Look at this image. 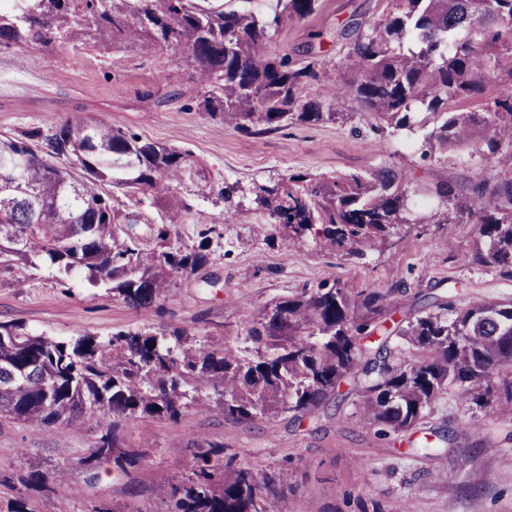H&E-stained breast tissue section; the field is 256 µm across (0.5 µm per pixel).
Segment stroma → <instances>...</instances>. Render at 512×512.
Segmentation results:
<instances>
[{
	"mask_svg": "<svg viewBox=\"0 0 512 512\" xmlns=\"http://www.w3.org/2000/svg\"><path fill=\"white\" fill-rule=\"evenodd\" d=\"M310 18L272 34L268 53L300 62L321 59L323 91L340 94L353 26L374 21L379 0H319ZM200 86L171 51L101 44L80 49L0 46V139L33 126H59L79 117L128 129L142 138L188 149L201 174L242 190L291 172L332 176L396 171L420 212L438 208L436 186L473 195L499 182L489 158L455 151L423 154L405 134L346 124L290 125L245 135L196 106ZM189 214L172 226L173 240L190 244L204 225L218 223L212 262L178 280L160 307L134 310L85 274L57 280L46 271H0V321L22 323L37 335L65 340L121 330H187L205 347L236 335L246 315L319 282L392 291L398 311L387 329L433 309L453 295L457 306L512 297V278L469 257L472 224H419L404 239L391 237L364 256L319 249L306 240L287 247L258 234L265 216L244 204L239 218L219 224L222 204L185 192ZM338 401L294 420L286 416L236 421L195 406L175 420L140 416L123 438L142 458L119 469L104 461L83 469L95 434L82 425L44 427L0 421V512L26 498L29 512H166L163 490L189 474L195 440L223 444L237 465L271 472L284 483L288 512H512V416L472 410L449 390L417 427L379 435L355 414L352 382ZM434 451H421L424 440ZM38 471L48 490L22 486L18 475Z\"/></svg>",
	"mask_w": 512,
	"mask_h": 512,
	"instance_id": "35a3bbf8",
	"label": "stroma"
}]
</instances>
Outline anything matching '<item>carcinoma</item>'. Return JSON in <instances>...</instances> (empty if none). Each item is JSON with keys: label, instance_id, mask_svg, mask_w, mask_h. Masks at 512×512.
Masks as SVG:
<instances>
[{"label": "carcinoma", "instance_id": "obj_1", "mask_svg": "<svg viewBox=\"0 0 512 512\" xmlns=\"http://www.w3.org/2000/svg\"><path fill=\"white\" fill-rule=\"evenodd\" d=\"M318 2L277 0L257 14L208 0H14L0 9V45L165 47L197 75L204 111L242 133L358 115L379 132L419 138L425 153L484 146L512 174V0H383L347 54L343 84L357 113L310 91L325 74L320 60L298 66L265 49L270 32L308 19ZM14 167L23 191L3 177ZM193 174L190 151L84 118L0 141V269H82L130 308H151L211 263L213 228L196 244L171 240L174 218L192 210L177 187ZM113 189L130 203L114 205ZM238 193L222 179L206 191L223 200L226 222L240 213ZM251 193L283 240L346 255L424 221L386 168L367 177L289 173ZM442 197L430 220L475 224L471 263L512 276V181L486 200ZM396 306L389 290L322 282L266 304L247 316L244 334L208 347L193 346L184 329L59 340L0 321V419L52 427L92 417L100 435L85 464L111 458L121 468L137 457L123 448L129 418L175 419L192 403L238 421L300 418L350 377L360 380L356 415L384 435L420 424L450 389L477 409L512 415V298L463 308L440 300L394 330L400 342L367 344ZM232 462L219 445L195 446L192 475L165 494L168 512H284L273 477ZM18 481L48 489L39 472Z\"/></svg>", "mask_w": 512, "mask_h": 512}]
</instances>
